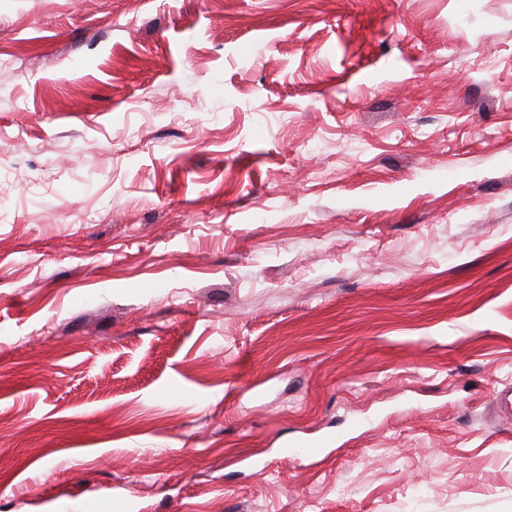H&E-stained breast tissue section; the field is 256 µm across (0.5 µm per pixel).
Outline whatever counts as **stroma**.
<instances>
[{
    "label": "stroma",
    "mask_w": 512,
    "mask_h": 512,
    "mask_svg": "<svg viewBox=\"0 0 512 512\" xmlns=\"http://www.w3.org/2000/svg\"><path fill=\"white\" fill-rule=\"evenodd\" d=\"M512 0H0V512H512Z\"/></svg>",
    "instance_id": "obj_1"
}]
</instances>
